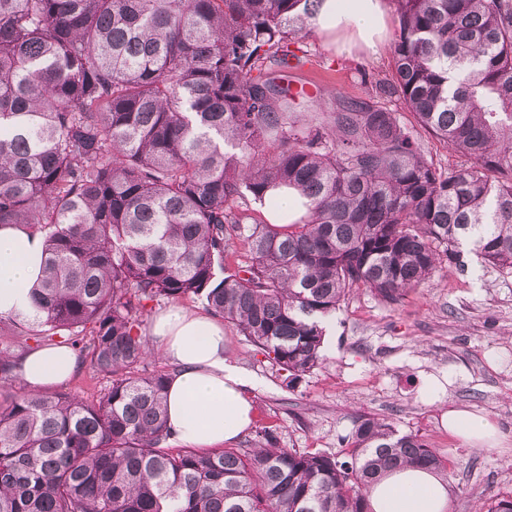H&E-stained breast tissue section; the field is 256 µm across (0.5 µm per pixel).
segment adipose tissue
Returning a JSON list of instances; mask_svg holds the SVG:
<instances>
[{"mask_svg":"<svg viewBox=\"0 0 512 512\" xmlns=\"http://www.w3.org/2000/svg\"><path fill=\"white\" fill-rule=\"evenodd\" d=\"M311 25L329 39L345 34L373 51L386 29L382 0H323ZM43 240L15 224L0 226V316L31 307L29 291L42 275ZM151 334L175 371L167 384L168 424L176 440L208 449L234 441L253 422L251 378L224 353V328L211 317L173 308ZM81 361L67 346L44 347L18 362L20 377L41 388L67 382ZM449 486L440 475L412 467L388 473L372 490L373 512H448Z\"/></svg>","mask_w":512,"mask_h":512,"instance_id":"1","label":"adipose tissue"}]
</instances>
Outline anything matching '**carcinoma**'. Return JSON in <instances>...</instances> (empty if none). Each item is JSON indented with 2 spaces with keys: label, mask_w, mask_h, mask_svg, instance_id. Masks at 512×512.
Returning <instances> with one entry per match:
<instances>
[{
  "label": "carcinoma",
  "mask_w": 512,
  "mask_h": 512,
  "mask_svg": "<svg viewBox=\"0 0 512 512\" xmlns=\"http://www.w3.org/2000/svg\"><path fill=\"white\" fill-rule=\"evenodd\" d=\"M320 2L0 0V225L45 245L32 308L0 337L68 345L106 379L0 400V512H372L389 469L448 476L366 414L333 454L269 427L170 446L155 304L200 301L291 385L352 290L397 304L465 252L512 273V0H392V76L303 118L289 71ZM280 187L304 219L257 216ZM237 245L248 264L225 261ZM15 367L0 351V388Z\"/></svg>",
  "instance_id": "obj_1"
}]
</instances>
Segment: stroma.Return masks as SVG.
Listing matches in <instances>:
<instances>
[{
    "label": "stroma",
    "mask_w": 512,
    "mask_h": 512,
    "mask_svg": "<svg viewBox=\"0 0 512 512\" xmlns=\"http://www.w3.org/2000/svg\"><path fill=\"white\" fill-rule=\"evenodd\" d=\"M393 40L389 29L377 52L347 51L310 30L306 62L291 73L299 111H320L339 93L366 97L370 87L357 74L389 76ZM224 348L253 381L254 426L275 429L285 447L337 452L354 416L365 413L423 436L448 459V512H474L512 493V274L467 254L398 304L351 292L325 338L324 363L292 389L229 325ZM451 409L486 417L497 442L477 448L449 433L441 419Z\"/></svg>",
    "instance_id": "obj_1"
}]
</instances>
